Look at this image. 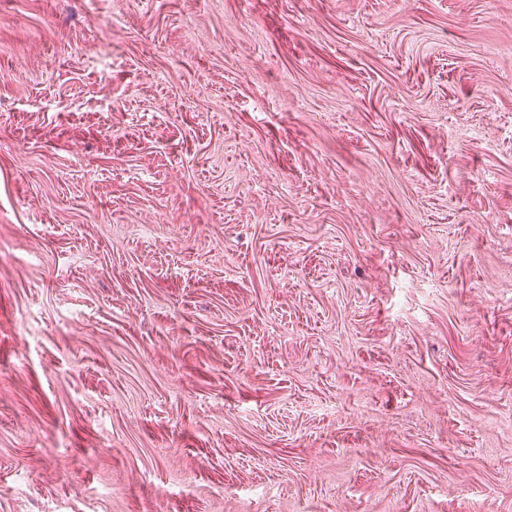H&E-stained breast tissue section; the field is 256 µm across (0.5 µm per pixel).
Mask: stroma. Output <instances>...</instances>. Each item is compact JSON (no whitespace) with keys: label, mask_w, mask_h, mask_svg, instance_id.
Here are the masks:
<instances>
[{"label":"stroma","mask_w":512,"mask_h":512,"mask_svg":"<svg viewBox=\"0 0 512 512\" xmlns=\"http://www.w3.org/2000/svg\"><path fill=\"white\" fill-rule=\"evenodd\" d=\"M0 512H512V0H0Z\"/></svg>","instance_id":"stroma-1"}]
</instances>
